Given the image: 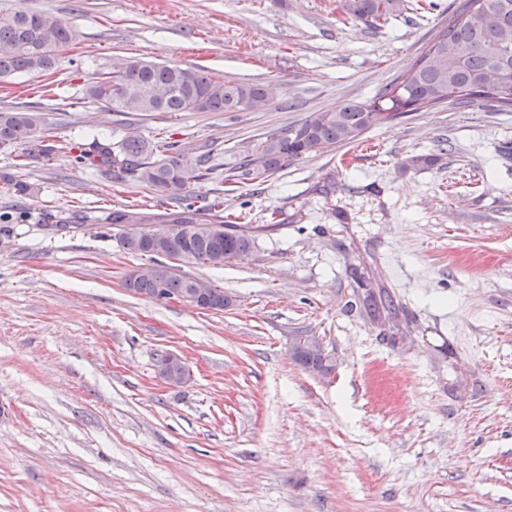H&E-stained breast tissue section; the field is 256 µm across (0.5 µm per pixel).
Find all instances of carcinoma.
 I'll use <instances>...</instances> for the list:
<instances>
[{"mask_svg":"<svg viewBox=\"0 0 512 512\" xmlns=\"http://www.w3.org/2000/svg\"><path fill=\"white\" fill-rule=\"evenodd\" d=\"M402 0H340L338 9L374 27L384 26ZM73 28L49 12L17 10L0 14V76L40 73L52 69L75 40ZM87 95L112 112H241L264 111L272 104L271 91L261 84L216 78L203 68L183 67L136 58H118L112 70L101 72ZM492 102L512 109V0H464L454 20L427 45L413 67L372 98L350 100L330 111L311 112L298 125L271 131L258 143L240 151L235 167L216 190L209 217L202 219L191 205L164 214L116 210L112 224H177L185 228L162 237L141 230L126 234L122 246L130 253L178 258L222 267L248 258L257 235L278 227V211L263 224L224 222V196L247 183H264L288 163L353 143L363 132L392 122L409 112L445 103L466 105ZM40 112L0 111V147L33 142L44 126ZM93 166L116 177L130 175L167 200H187L192 181L202 177L199 159L177 143L157 145L137 135L121 142L95 143L85 152ZM161 280L137 273L126 281L127 291L154 301L178 298L193 290L195 278L160 268ZM370 315L379 307L395 308L389 295L365 300ZM296 362L314 374L334 369V358L301 350Z\"/></svg>","mask_w":512,"mask_h":512,"instance_id":"obj_1","label":"carcinoma"}]
</instances>
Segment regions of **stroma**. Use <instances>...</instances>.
Returning <instances> with one entry per match:
<instances>
[{
	"label": "stroma",
	"mask_w": 512,
	"mask_h": 512,
	"mask_svg": "<svg viewBox=\"0 0 512 512\" xmlns=\"http://www.w3.org/2000/svg\"><path fill=\"white\" fill-rule=\"evenodd\" d=\"M435 2L374 28L336 0H0L78 32L50 71L0 78V110L47 123L35 153L0 148V174L36 188L0 183V512H512V110L411 112L225 197L281 225L248 261L188 267L221 311L125 290L152 259L101 213L172 204L76 160L132 133L214 145L189 189L206 209L238 150L407 70L461 0ZM118 57L263 83L273 103L110 112L85 89ZM368 288L397 320L361 314ZM305 335L329 377L296 363ZM163 352L186 383L159 377ZM309 347L313 349H320L326 351L323 340L318 336H298L295 338L292 345V353L295 356L296 362L314 374H329L335 367L334 358L328 354L323 355L322 353L301 350L299 349Z\"/></svg>",
	"instance_id": "35a3bbf8"
}]
</instances>
